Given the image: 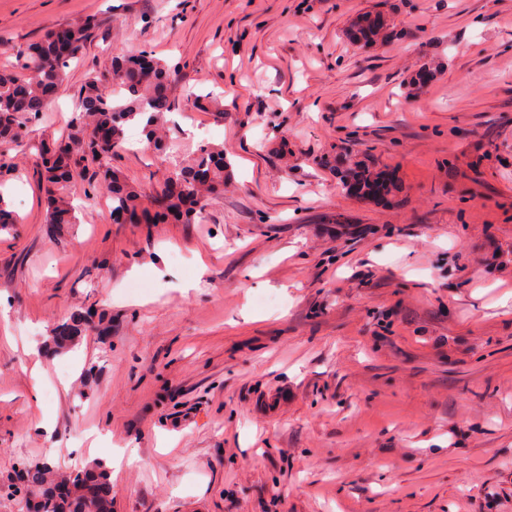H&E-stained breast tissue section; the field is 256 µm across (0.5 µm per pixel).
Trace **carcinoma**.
I'll use <instances>...</instances> for the list:
<instances>
[{"mask_svg": "<svg viewBox=\"0 0 512 512\" xmlns=\"http://www.w3.org/2000/svg\"><path fill=\"white\" fill-rule=\"evenodd\" d=\"M95 22L84 18L47 32L44 37L17 51L27 76L23 79L8 71L0 72V145L24 141L28 124L45 111L51 102L49 92L59 91L66 79L65 69L78 58L94 37ZM64 36L71 52L60 56L55 51ZM171 68L167 62L145 50L121 56H107L98 69L90 72L78 92V104L65 135L56 144L60 150L45 158L46 144L38 151L47 195L46 223H77L73 196L83 188L103 187L112 202V213L131 219L148 214L147 204L157 203V217L192 224L215 196L224 192V147L203 143L190 159L175 166L161 192L148 198L141 188L129 183L122 172L112 167V155L123 148L125 127L142 126L148 143L157 151L167 150L159 135L163 114L172 110L167 90ZM89 325L77 314L70 323L53 329L55 343L61 336H75ZM107 479L105 468L96 464L60 474L46 463H25L18 481L4 486V493L16 500L19 512H104L108 504L92 483ZM69 481L73 495L62 497L50 491L52 484Z\"/></svg>", "mask_w": 512, "mask_h": 512, "instance_id": "1", "label": "carcinoma"}]
</instances>
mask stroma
Instances as JSON below:
<instances>
[{
  "instance_id": "1",
  "label": "stroma",
  "mask_w": 512,
  "mask_h": 512,
  "mask_svg": "<svg viewBox=\"0 0 512 512\" xmlns=\"http://www.w3.org/2000/svg\"><path fill=\"white\" fill-rule=\"evenodd\" d=\"M86 17L5 155L0 484L97 439L136 457L112 512H512V0H0V65ZM142 49L181 158L223 144V195L194 224L113 222L101 192L46 223L39 144ZM112 164L152 196L170 160L133 124ZM356 166L396 181L361 198ZM75 312L109 323L58 349Z\"/></svg>"
}]
</instances>
